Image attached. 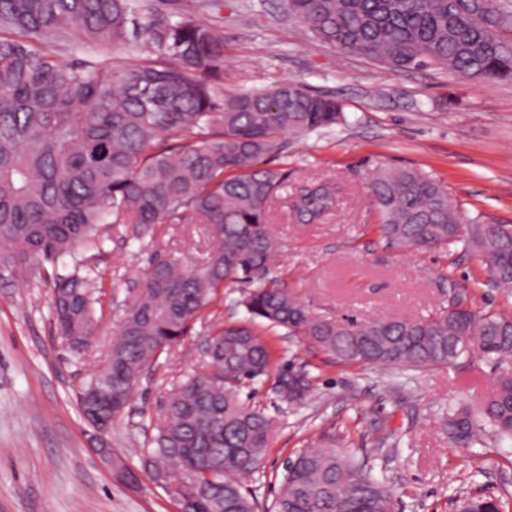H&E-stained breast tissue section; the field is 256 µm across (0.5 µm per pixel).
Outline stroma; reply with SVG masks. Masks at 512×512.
<instances>
[{"instance_id": "35a3bbf8", "label": "stroma", "mask_w": 512, "mask_h": 512, "mask_svg": "<svg viewBox=\"0 0 512 512\" xmlns=\"http://www.w3.org/2000/svg\"><path fill=\"white\" fill-rule=\"evenodd\" d=\"M219 16L225 94L293 81L336 99L347 115L331 130L286 138L282 154L267 162L292 173L291 190L269 215L281 242L273 279L330 320L424 317L452 292L472 311L512 315V294L492 285L477 254L460 245L404 250L382 239L370 192L376 165L414 168L445 185L467 221L512 225V81L451 75L438 65L391 71L306 31L287 16L284 0H224ZM323 179L336 186L334 208L317 223H296L293 188ZM209 247L202 224H160L138 241L112 236L95 260L104 282L98 337L115 332L131 280L151 259L200 261ZM53 280L50 271L38 283L0 272V512H177L142 476L136 451L155 435L170 391L206 369V329L160 356L107 436L141 475L131 487L99 458L78 408L89 361L56 332ZM273 347L281 367L308 365L314 390L301 407L282 400L271 376L243 390L276 426L258 471L244 480L261 506L276 499L288 459L320 447L331 429L338 450L393 487L396 512H457L465 497L497 498L512 512V443L487 434L456 445L443 426L449 407H477L512 359L476 353L413 372L339 364L283 333Z\"/></svg>"}]
</instances>
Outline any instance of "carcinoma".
I'll return each instance as SVG.
<instances>
[{"label": "carcinoma", "mask_w": 512, "mask_h": 512, "mask_svg": "<svg viewBox=\"0 0 512 512\" xmlns=\"http://www.w3.org/2000/svg\"><path fill=\"white\" fill-rule=\"evenodd\" d=\"M147 0H0V268L24 281L70 258L58 274L54 310L61 336L96 347L102 282L88 262L112 233L139 240L158 224L208 225L201 262H149L112 337L107 366L84 398L109 395L98 417H121L142 371L204 324L224 288L266 280L280 242L270 204L291 172L264 168L285 136L346 121L333 99L290 81L224 95V27L204 20L223 0H203L173 17ZM288 16L322 40L405 71L444 65L451 74L512 79V44L501 0H285ZM86 48L142 58L117 67L97 55L74 63L55 49ZM378 234L403 249L458 243L480 255L496 287L512 290V225L465 224L445 186L419 170L379 167L370 175ZM336 202L326 180L297 190L293 213L314 224ZM247 317L208 328V369L175 387L156 427L153 460L170 483L194 484L199 512H257L241 480L257 471L275 427L242 389L277 371L279 393L301 403L313 389L276 368L271 337L302 336L338 363L422 371L474 351L512 358V316L440 308L423 318H381L347 326L310 313L285 287L256 288L236 300ZM448 438L471 446L492 429L512 441V372L495 380L474 411L444 418ZM469 512H501L493 498L464 500ZM271 512H394L385 483L352 456L315 448L292 458Z\"/></svg>", "instance_id": "cac0c4a2"}]
</instances>
